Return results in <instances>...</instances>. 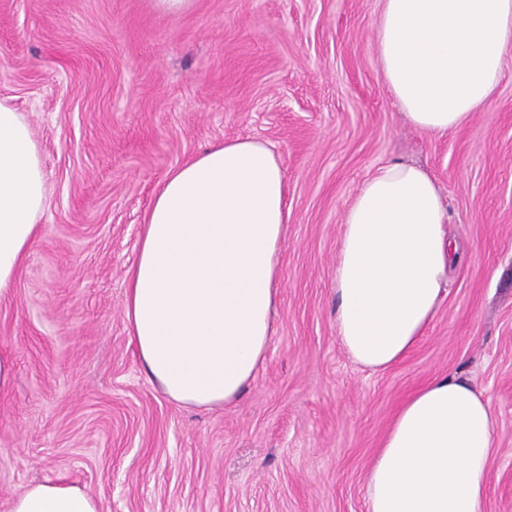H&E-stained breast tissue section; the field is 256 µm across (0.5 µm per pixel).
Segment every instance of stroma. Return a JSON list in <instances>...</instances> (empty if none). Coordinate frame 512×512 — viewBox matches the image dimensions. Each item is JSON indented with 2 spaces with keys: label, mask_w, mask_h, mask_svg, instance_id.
I'll return each instance as SVG.
<instances>
[{
  "label": "stroma",
  "mask_w": 512,
  "mask_h": 512,
  "mask_svg": "<svg viewBox=\"0 0 512 512\" xmlns=\"http://www.w3.org/2000/svg\"><path fill=\"white\" fill-rule=\"evenodd\" d=\"M381 0H0V97L30 125L50 187L0 300V512L28 485L86 489L101 512H365L401 404L454 372L489 399L488 512H512V53L460 129L403 118L374 43ZM267 142L288 177L274 342L228 406L183 408L147 380L127 272L168 172L227 139ZM389 160L423 167L467 256L415 348L390 368L340 346L343 210Z\"/></svg>",
  "instance_id": "1"
}]
</instances>
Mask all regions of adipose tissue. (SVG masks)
I'll use <instances>...</instances> for the list:
<instances>
[{
    "mask_svg": "<svg viewBox=\"0 0 512 512\" xmlns=\"http://www.w3.org/2000/svg\"><path fill=\"white\" fill-rule=\"evenodd\" d=\"M375 43L387 87L416 129L465 126L490 101L512 51V0H381ZM48 187L22 114L0 99V299L37 237ZM290 219L282 161L236 138L158 185L128 272L124 314L150 383L186 407L234 403L275 334ZM461 259L448 211L422 167L388 161L343 213L333 279L336 336L358 364L403 359L436 318ZM497 452L488 400L439 376L400 408L366 478L367 512H487ZM10 512H100L81 487L48 480Z\"/></svg>",
    "mask_w": 512,
    "mask_h": 512,
    "instance_id": "obj_1",
    "label": "adipose tissue"
}]
</instances>
